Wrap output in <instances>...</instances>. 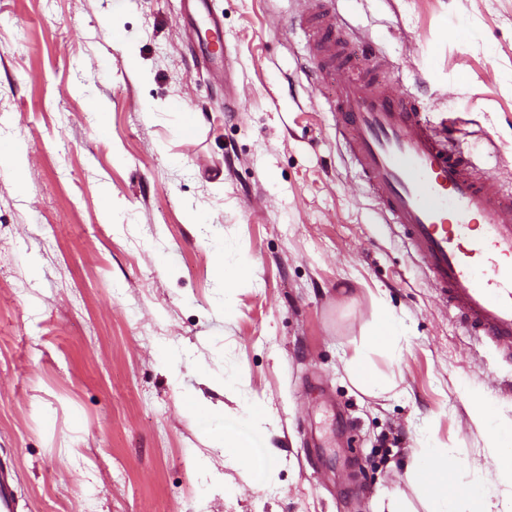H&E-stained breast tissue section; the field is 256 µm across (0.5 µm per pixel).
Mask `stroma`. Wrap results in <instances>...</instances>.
Wrapping results in <instances>:
<instances>
[{
  "mask_svg": "<svg viewBox=\"0 0 512 512\" xmlns=\"http://www.w3.org/2000/svg\"><path fill=\"white\" fill-rule=\"evenodd\" d=\"M333 6L394 62L385 83L512 189V0ZM299 8L210 0L216 71L187 0H0V142L27 168L0 164V463L20 512H381L393 495L426 512L420 448L491 466L468 402L512 421V358L463 334L362 185ZM219 252L251 269L227 290ZM383 306L404 332L371 355L394 384L374 397L344 362ZM253 405L257 476L204 417Z\"/></svg>",
  "mask_w": 512,
  "mask_h": 512,
  "instance_id": "obj_1",
  "label": "stroma"
}]
</instances>
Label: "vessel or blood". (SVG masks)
Wrapping results in <instances>:
<instances>
[{"instance_id": "obj_1", "label": "vessel or blood", "mask_w": 512, "mask_h": 512, "mask_svg": "<svg viewBox=\"0 0 512 512\" xmlns=\"http://www.w3.org/2000/svg\"><path fill=\"white\" fill-rule=\"evenodd\" d=\"M307 2L297 22L309 36L312 80L352 71L335 86L330 108L362 181L469 335L512 357V192L449 147L416 99L376 78L389 65L379 52L366 50L365 66L354 64L359 36L340 26L330 0ZM17 506L13 477L1 469L0 512Z\"/></svg>"}]
</instances>
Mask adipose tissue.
I'll return each mask as SVG.
<instances>
[{"mask_svg": "<svg viewBox=\"0 0 512 512\" xmlns=\"http://www.w3.org/2000/svg\"><path fill=\"white\" fill-rule=\"evenodd\" d=\"M400 335L399 320L389 312H380L364 344L355 348L345 362L350 377L360 385L390 392V385L372 371L367 352L391 347ZM469 406L473 423L488 435L494 467L474 471L469 480L463 481L457 477L461 466L447 449H421L410 479L423 493L427 512H493L499 484L512 483V424L498 420L480 396H472Z\"/></svg>", "mask_w": 512, "mask_h": 512, "instance_id": "adipose-tissue-1", "label": "adipose tissue"}]
</instances>
